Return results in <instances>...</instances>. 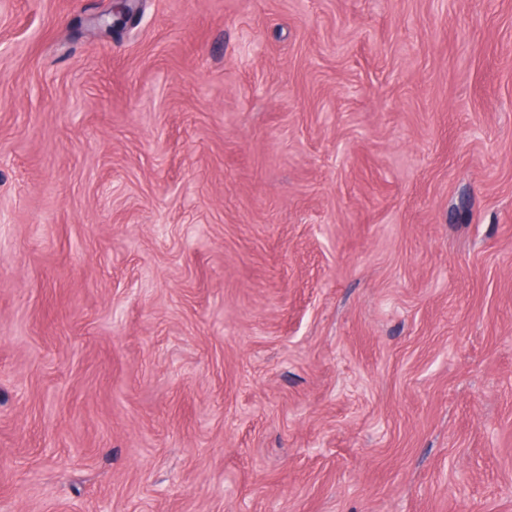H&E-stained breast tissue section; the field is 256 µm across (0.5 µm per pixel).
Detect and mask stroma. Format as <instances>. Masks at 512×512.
Returning <instances> with one entry per match:
<instances>
[{
	"label": "stroma",
	"instance_id": "obj_1",
	"mask_svg": "<svg viewBox=\"0 0 512 512\" xmlns=\"http://www.w3.org/2000/svg\"><path fill=\"white\" fill-rule=\"evenodd\" d=\"M0 0V512H512V0ZM129 0H122V5L111 13H105L98 19V25L105 30H112L113 28H121L127 26L135 18L137 8L128 4ZM111 16V17H110ZM109 20V23H105Z\"/></svg>",
	"mask_w": 512,
	"mask_h": 512
}]
</instances>
